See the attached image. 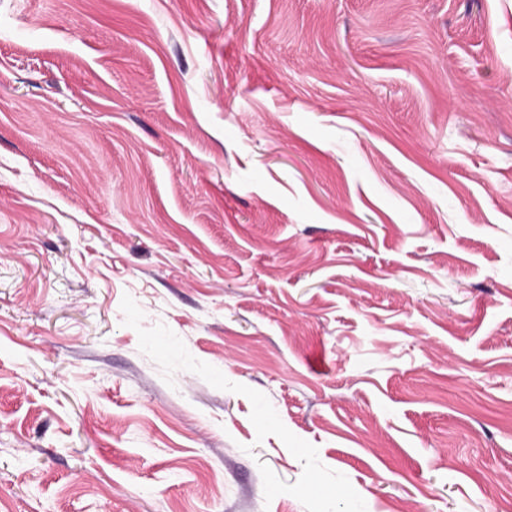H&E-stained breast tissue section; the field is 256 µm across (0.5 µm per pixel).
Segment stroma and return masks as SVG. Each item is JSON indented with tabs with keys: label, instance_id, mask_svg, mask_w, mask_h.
Masks as SVG:
<instances>
[{
	"label": "stroma",
	"instance_id": "obj_1",
	"mask_svg": "<svg viewBox=\"0 0 512 512\" xmlns=\"http://www.w3.org/2000/svg\"><path fill=\"white\" fill-rule=\"evenodd\" d=\"M0 512H512V0H0Z\"/></svg>",
	"mask_w": 512,
	"mask_h": 512
}]
</instances>
